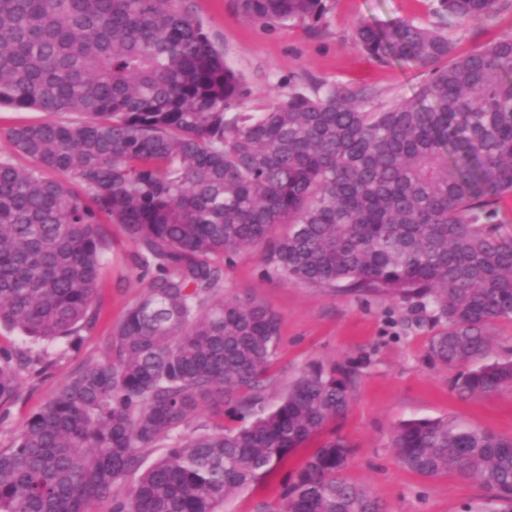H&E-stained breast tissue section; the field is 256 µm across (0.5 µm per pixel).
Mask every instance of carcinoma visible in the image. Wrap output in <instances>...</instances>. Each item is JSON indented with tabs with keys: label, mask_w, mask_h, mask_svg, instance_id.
Wrapping results in <instances>:
<instances>
[{
	"label": "carcinoma",
	"mask_w": 512,
	"mask_h": 512,
	"mask_svg": "<svg viewBox=\"0 0 512 512\" xmlns=\"http://www.w3.org/2000/svg\"><path fill=\"white\" fill-rule=\"evenodd\" d=\"M235 2L271 28L326 14V0ZM503 2L432 0L429 24H355L367 56L426 71L419 101L359 102L332 83L252 112L190 0H0V105L84 115L7 133L38 167L0 159V324L34 342L92 326L108 224L154 271L110 353L0 450V512H220L347 412L351 366L313 364L267 404L279 318L224 296L215 263L242 250L261 252L267 279L412 304L440 326L430 358L456 370L459 397L512 387L491 333L512 320V242L490 200L512 191V33L454 57L448 36ZM15 382L0 354V399ZM204 407L233 424L188 429ZM392 444L407 472L477 481L462 512H512V438L446 417L400 422ZM351 453L325 441L263 512H389L344 476Z\"/></svg>",
	"instance_id": "carcinoma-1"
}]
</instances>
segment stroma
I'll return each instance as SVG.
<instances>
[{
  "instance_id": "obj_1",
  "label": "stroma",
  "mask_w": 512,
  "mask_h": 512,
  "mask_svg": "<svg viewBox=\"0 0 512 512\" xmlns=\"http://www.w3.org/2000/svg\"><path fill=\"white\" fill-rule=\"evenodd\" d=\"M328 11L314 27L289 25L269 29L247 21L235 0H191L211 41L243 78L247 105L287 100L295 91L312 92L322 83L352 84L387 104L418 98L423 69L397 60L379 62L359 51L354 25L364 19L385 26L405 17L430 21V0H327ZM512 32V7L493 20L451 29L454 51L465 54ZM45 113L0 107V157L23 168L28 157L15 151L7 137L12 126L45 120ZM105 264L95 306L97 322L69 339L34 342L0 326V348L27 359L17 368L15 395L0 400V450L12 447L26 421L86 363L101 359L112 332L144 291L145 277L131 262L133 247L119 225L109 227ZM260 254L240 252L224 269L225 295H248L275 311L282 342L273 368L268 403L305 367L313 363L357 368L348 411L296 449L263 482L224 502L223 512H261L276 503L282 485L331 434L354 446L346 478L381 499L391 512H462L478 500V483L448 473L425 480L398 465L391 431L399 421L457 415L468 423L512 438V388L473 399L451 388L453 373L428 360L432 326L410 322L408 304L384 296L329 292L306 284L261 278Z\"/></svg>"
}]
</instances>
